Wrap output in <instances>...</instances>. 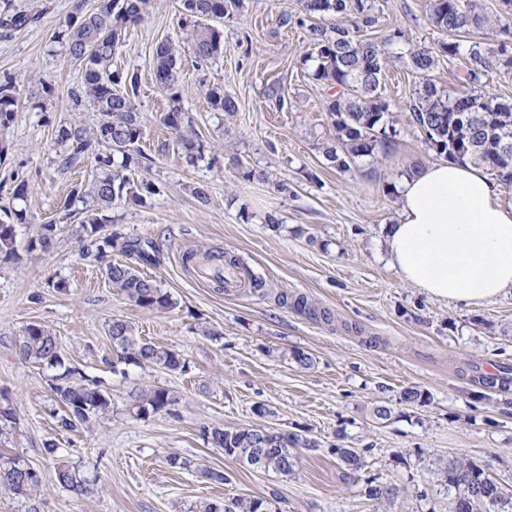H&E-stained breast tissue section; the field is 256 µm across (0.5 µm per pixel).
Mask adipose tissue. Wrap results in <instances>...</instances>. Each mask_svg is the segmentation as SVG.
I'll return each mask as SVG.
<instances>
[{
  "label": "adipose tissue",
  "mask_w": 512,
  "mask_h": 512,
  "mask_svg": "<svg viewBox=\"0 0 512 512\" xmlns=\"http://www.w3.org/2000/svg\"><path fill=\"white\" fill-rule=\"evenodd\" d=\"M385 244L399 278L476 304L512 289V198L472 165L432 164L405 177Z\"/></svg>",
  "instance_id": "ef3b65f1"
}]
</instances>
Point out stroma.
<instances>
[{"label": "stroma", "instance_id": "obj_1", "mask_svg": "<svg viewBox=\"0 0 512 512\" xmlns=\"http://www.w3.org/2000/svg\"><path fill=\"white\" fill-rule=\"evenodd\" d=\"M97 3L0 0V19L28 17L17 29L0 26V78L12 77L19 91L15 118L0 132L8 146L0 158V221L17 209L26 214L16 227V255H0V407L17 418L0 434V452L22 457L41 478L29 499L0 485V512H196L201 502L243 494L264 500L270 512H450L441 472L454 456L491 461V476L512 491V389L482 388L470 371L512 364V290L470 306L429 296L398 277L384 243L385 225L398 218L404 168L437 161L402 112L422 82L407 64L409 50L435 49L446 38L429 22L431 0H372L377 23L366 37L402 33L389 47L379 89L399 116L388 157L363 158L346 172L330 168L319 149L330 129L329 92L302 62L310 37L301 0H243L220 24V56L200 65L184 54L181 106L203 146L192 165L162 123L169 98L152 73L156 45L187 36L181 0H150L145 19L127 27L112 67L138 76L142 175L157 192L114 203L106 216L109 231L156 245V263L141 271L176 301L168 312L136 306L110 286L99 263L84 259L76 232L83 214L71 192L99 172L90 161L58 166L56 128H94L98 113L76 102L79 67L55 35L78 7ZM284 13L293 18L286 27L278 23ZM272 85L281 101L267 97ZM214 86L235 98L233 116L212 109L206 91ZM243 166L258 178L243 179ZM21 182L28 194L18 200ZM200 183L209 187L204 205L192 195ZM271 214L277 224H267ZM50 223L57 226L52 246L28 250L31 225ZM190 252L232 255L263 287L215 290L197 280ZM57 280L65 290L54 288ZM283 294L306 296L316 315L280 303ZM115 319L182 353L186 371L121 363L108 336ZM32 323L53 332L65 362L109 392L108 414L59 431L52 369L17 353ZM296 351L312 357L310 368L293 359ZM148 384L172 390L177 404L137 417L131 396ZM410 386L423 404L400 403ZM381 402L394 409L383 424L372 414ZM213 426L303 429L320 448L299 450L291 475L251 471L210 447L202 430ZM339 441L364 450L361 471L346 470L332 454ZM51 442L53 454L45 451ZM171 454L189 468H168ZM61 463L93 483V492L60 486ZM208 469L223 471L224 482L206 478ZM368 480L396 485L397 496L366 499Z\"/></svg>", "mask_w": 512, "mask_h": 512}]
</instances>
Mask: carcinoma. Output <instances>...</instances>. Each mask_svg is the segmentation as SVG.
Listing matches in <instances>:
<instances>
[{
	"label": "carcinoma",
	"mask_w": 512,
	"mask_h": 512,
	"mask_svg": "<svg viewBox=\"0 0 512 512\" xmlns=\"http://www.w3.org/2000/svg\"><path fill=\"white\" fill-rule=\"evenodd\" d=\"M149 0H99L93 10L68 21L66 28L55 36L66 49L70 60L79 63L81 71L80 94L88 99L100 114L91 131L81 125L60 126L55 135L59 161L70 169L87 157H92L102 176L89 188L81 191L79 202L86 213L79 225V237L89 240L94 249L85 257L102 267L103 274L113 288L135 305L150 311L167 312L177 306L168 292L156 281L143 275L127 262L112 261L111 252L118 251L139 264L156 261V246L145 248L134 239L116 234L101 235L106 227L103 212L123 199L137 201L156 192L155 184L138 177L143 168V156L137 144L143 136L140 114L135 107L140 85L137 75L112 70V57L121 44L129 25L144 19ZM303 9L311 16H344L350 24L327 28L312 24L309 28L311 53L308 60L315 62L312 77L343 92L326 100L333 135L322 142V154L328 165L347 171L364 157L385 153L396 134L391 105L378 93L381 79L389 63L386 46L373 39H359L356 32L376 24L369 0H302ZM242 7V0H182L183 14L192 21L189 31L191 54L199 63H206L224 51V32L207 24L213 18L230 19L233 11ZM430 20L439 31L451 35H467L461 42H441L439 53L454 58L465 54L471 66L465 81L470 91L440 90L429 79L437 64V54L427 48L409 53L410 67L423 76L420 89L408 105L409 121L424 135V142L436 155L458 164L486 167L504 181L512 183V157L501 155L502 134H512V103L477 87L482 75L493 70L512 69V55L505 54L504 43L492 46L471 36V32L485 27L486 18L480 11L478 0H431ZM180 46L162 41L157 44L152 59V70L157 87L170 95L172 106L163 114V123L180 138L188 161L201 156L196 142L188 136L192 120L179 104V78L181 67ZM211 106L227 115L237 111L236 102L221 87L207 90ZM18 105V93L12 79L0 82V130L8 128ZM467 114L477 117V124L469 139L455 142L448 138V129ZM106 144L110 152L102 153L97 147ZM122 161L115 162L114 155ZM57 225L36 224L28 240V248L48 249L55 239ZM15 227L0 224V255L15 254ZM108 335L117 358L125 364L139 367H159L170 372L187 367L185 357L178 351L155 345L134 333L129 322L114 319L108 326ZM18 352L26 360L60 373L53 377V393L63 406L58 417L59 427L72 430L76 423L85 422L92 415L108 413L111 398L97 384L87 382L76 367L65 365L58 339L49 329L29 325L18 339ZM472 379L485 388L503 391L512 386V366L498 365L497 372L485 375L472 368ZM132 400L136 416L167 412L175 405L173 391L156 385H147L136 391ZM213 448L233 457L249 469L274 472L287 476L293 469L280 467L283 451L297 448L316 451L320 443L305 431H267L266 441L271 451L261 465L254 464L259 457L254 428L226 429L211 427L203 431ZM336 459L346 469L357 473L364 467V459L357 448L338 444L331 448ZM21 457L0 454V484L20 496L30 497L37 491L40 481L19 472ZM491 463L469 458H456L444 468L448 488L455 490L452 512H512V496L506 497L503 487L487 479ZM57 482L72 491L84 494L90 491L87 481L69 466L61 464L56 470ZM363 495L372 500L391 498L398 494L392 484L365 481ZM264 501L251 497H238L218 510L212 502H204L198 512H260Z\"/></svg>",
	"instance_id": "cac0c4a2"
}]
</instances>
